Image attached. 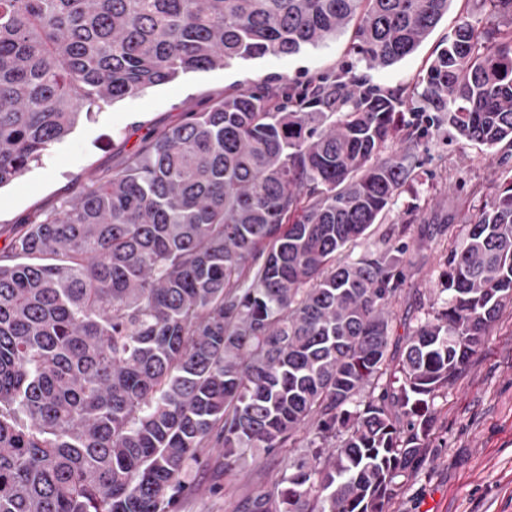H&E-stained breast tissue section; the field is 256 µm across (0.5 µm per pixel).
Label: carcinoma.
Returning <instances> with one entry per match:
<instances>
[{"label": "carcinoma", "mask_w": 512, "mask_h": 512, "mask_svg": "<svg viewBox=\"0 0 512 512\" xmlns=\"http://www.w3.org/2000/svg\"><path fill=\"white\" fill-rule=\"evenodd\" d=\"M452 0H0V187L83 109L188 71L293 55L355 23L390 66ZM509 24L428 67L429 124L512 145ZM405 99L338 76L231 90L0 253V512H174L206 440L224 471L299 444L249 512H387L435 399L512 305V166L448 253V299L388 356L400 260L351 258L411 175Z\"/></svg>", "instance_id": "cac0c4a2"}]
</instances>
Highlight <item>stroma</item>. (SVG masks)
<instances>
[{
  "label": "stroma",
  "mask_w": 512,
  "mask_h": 512,
  "mask_svg": "<svg viewBox=\"0 0 512 512\" xmlns=\"http://www.w3.org/2000/svg\"><path fill=\"white\" fill-rule=\"evenodd\" d=\"M464 17L479 28L494 19L487 0H453L422 46L389 67L368 65L352 53L347 30L295 55L268 54L190 72L92 108L41 162L0 187V252L17 225L77 198L92 174L121 171L156 132L182 124L189 111L208 109L227 90L283 77L306 82L345 71L382 92L409 96L406 112L422 111L424 102L415 90ZM385 153L410 155L415 168L355 252L387 250L391 227L407 223V236L415 246L404 258V283L392 306L389 352L396 358L402 336L444 303L440 288L445 258L451 249L464 246L465 226L490 201L500 160L512 164V146L471 144L443 120L430 127L420 144L393 143ZM435 407V438L425 452L423 469L405 484L388 512H512V307L503 311L457 379L440 392ZM301 454L298 448L288 455L259 452L243 472L228 474L223 448L207 444L177 512H246L252 499L280 477L289 458Z\"/></svg>",
  "instance_id": "1"
}]
</instances>
